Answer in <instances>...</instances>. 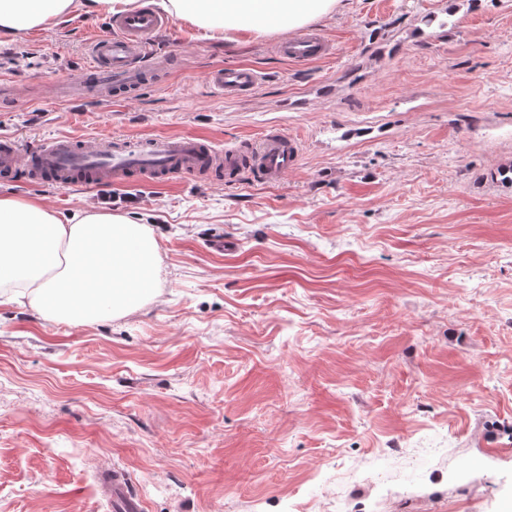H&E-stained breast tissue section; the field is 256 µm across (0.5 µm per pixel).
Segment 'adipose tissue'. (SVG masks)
Listing matches in <instances>:
<instances>
[{
	"label": "adipose tissue",
	"instance_id": "ef3b65f1",
	"mask_svg": "<svg viewBox=\"0 0 512 512\" xmlns=\"http://www.w3.org/2000/svg\"><path fill=\"white\" fill-rule=\"evenodd\" d=\"M206 38L304 30L335 13L340 0H154ZM140 0H0V44L59 26L80 14L108 18ZM153 230L124 213L78 209L0 195V288L29 297L46 318L89 324L130 314L154 293L160 272Z\"/></svg>",
	"mask_w": 512,
	"mask_h": 512
}]
</instances>
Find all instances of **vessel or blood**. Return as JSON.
I'll use <instances>...</instances> for the list:
<instances>
[{
	"mask_svg": "<svg viewBox=\"0 0 512 512\" xmlns=\"http://www.w3.org/2000/svg\"><path fill=\"white\" fill-rule=\"evenodd\" d=\"M166 20L143 8L115 18L111 31L90 41L92 63L75 82L56 86L58 97L105 98L122 101L152 76L155 64L147 58L149 45L165 28ZM277 51L294 62L312 61L328 53L327 44L317 32L281 41ZM210 82L226 97L252 94L260 77L250 67H226L211 72ZM299 158L296 140L282 133L266 135L252 147L248 159L237 150L218 151L192 135H164L132 139L107 136L94 140L58 137L35 150H24L12 140H0V176L9 177L25 170L32 179L60 188L74 183L78 171H90V183L108 184L133 175L144 178L192 176L201 171H220L225 181H237L243 167L254 168L266 182H278ZM106 486L114 512H141L139 500L128 495L126 477L113 471Z\"/></svg>",
	"mask_w": 512,
	"mask_h": 512,
	"instance_id": "vessel-or-blood-1",
	"label": "vessel or blood"
}]
</instances>
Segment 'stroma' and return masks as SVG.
Here are the masks:
<instances>
[{
	"label": "stroma",
	"mask_w": 512,
	"mask_h": 512,
	"mask_svg": "<svg viewBox=\"0 0 512 512\" xmlns=\"http://www.w3.org/2000/svg\"><path fill=\"white\" fill-rule=\"evenodd\" d=\"M341 0L330 55L169 20L124 105L62 102L108 21L0 45V137H293L276 183L140 178L0 195L152 222L156 295L69 325L0 302V512H501L512 500V0ZM249 66L254 94L208 75ZM223 251H215V240ZM126 476L115 466L112 468V478L105 481L108 494L112 499V508L117 512H140L142 504L126 492Z\"/></svg>",
	"instance_id": "35a3bbf8"
}]
</instances>
